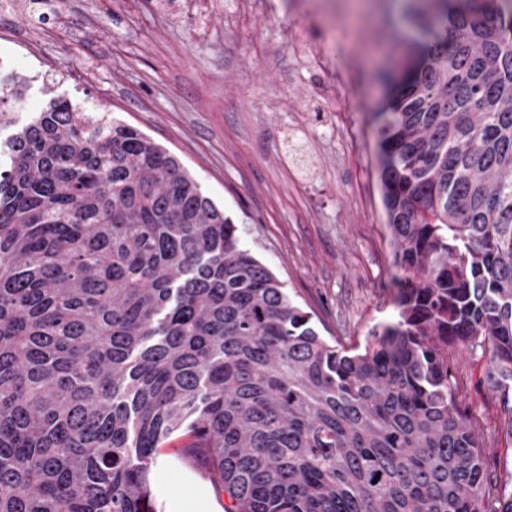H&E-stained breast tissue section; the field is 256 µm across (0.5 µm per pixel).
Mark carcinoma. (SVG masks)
Segmentation results:
<instances>
[{"label": "carcinoma", "mask_w": 512, "mask_h": 512, "mask_svg": "<svg viewBox=\"0 0 512 512\" xmlns=\"http://www.w3.org/2000/svg\"><path fill=\"white\" fill-rule=\"evenodd\" d=\"M405 16L375 115L398 319L361 347L171 152L43 88L0 142V512H157L175 437L225 512H512L448 364L481 348L512 442V0Z\"/></svg>", "instance_id": "obj_1"}]
</instances>
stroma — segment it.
Here are the masks:
<instances>
[{
    "label": "stroma",
    "instance_id": "1",
    "mask_svg": "<svg viewBox=\"0 0 512 512\" xmlns=\"http://www.w3.org/2000/svg\"><path fill=\"white\" fill-rule=\"evenodd\" d=\"M181 2L59 0L41 21L1 14L0 59L18 58L14 70L32 89L0 138L35 116L42 75L54 73L58 93L178 156L327 340L363 344L370 328L397 317L372 116L379 73L400 60L397 0H260L244 28L231 0H211L202 16ZM451 362L490 464L512 471L480 349ZM183 444L155 458L158 512H194L202 492L223 512L227 496Z\"/></svg>",
    "mask_w": 512,
    "mask_h": 512
}]
</instances>
